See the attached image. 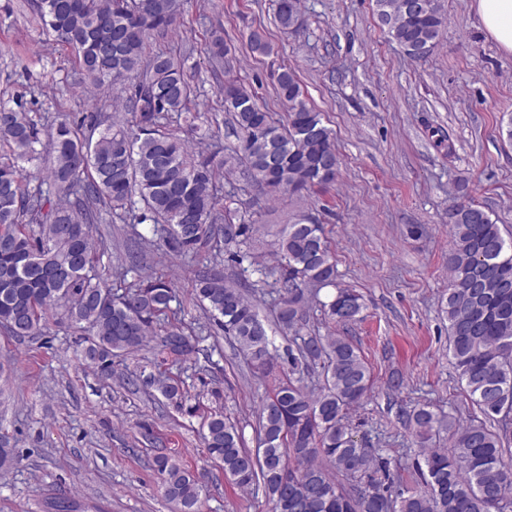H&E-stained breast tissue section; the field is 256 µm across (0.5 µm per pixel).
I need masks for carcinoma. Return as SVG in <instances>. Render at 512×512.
<instances>
[{"label":"carcinoma","mask_w":512,"mask_h":512,"mask_svg":"<svg viewBox=\"0 0 512 512\" xmlns=\"http://www.w3.org/2000/svg\"><path fill=\"white\" fill-rule=\"evenodd\" d=\"M407 0H374L379 24L410 58L429 53L445 26L439 0L412 14ZM48 32L74 56L79 84L117 92L131 124L105 122L99 112L77 119H38L0 104V326L16 336L39 332L51 319L89 332L83 358L101 369L120 352L144 346L164 329L161 345L181 356L194 347L184 331L165 319L176 300L174 283L141 276L118 294L98 271L100 253L91 225L103 215L131 218L160 236L176 256L198 252L217 237L224 245L248 238L236 224L230 194L219 196L218 169L240 165L257 184L301 195L333 182L340 159L323 124L289 68L278 76L288 123L276 122L254 92L227 77L219 94L239 134L237 148L216 160L200 147L163 129L170 116L187 130H200L197 93L187 74L193 51L176 57L155 51L151 41L172 31L181 0H33ZM301 0H275V21L285 32L301 25ZM215 66L228 50L221 36L206 48ZM47 154L46 174L31 185L26 166ZM450 280L446 301L449 355L472 402L485 418L512 413V239L480 205L460 202L449 213ZM280 268L275 325L291 334V373L323 363L324 386L310 394L281 378L262 403L259 434L268 447L252 454L242 430L221 413L210 415L204 435L208 455L242 489L263 488L271 512H512V470L503 460L502 436L482 422L448 420L452 450L423 447L424 488L401 484L380 448L353 440L348 413L372 390V376L359 349L328 332L305 336V288L336 285L337 271L321 224L303 216L285 224L273 243ZM202 309L232 337L264 374L274 368V342L257 305L224 276L205 272L193 284ZM333 325L357 320L362 297L336 289L319 302ZM170 401L183 390L170 378H149ZM410 422L420 443L443 424L422 406ZM165 496L176 512H198L197 475L156 460Z\"/></svg>","instance_id":"carcinoma-1"}]
</instances>
